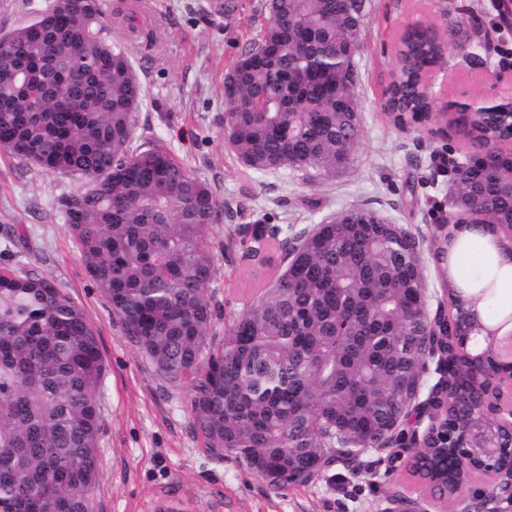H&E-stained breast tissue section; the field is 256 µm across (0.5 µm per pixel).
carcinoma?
I'll list each match as a JSON object with an SVG mask.
<instances>
[{"mask_svg": "<svg viewBox=\"0 0 512 512\" xmlns=\"http://www.w3.org/2000/svg\"><path fill=\"white\" fill-rule=\"evenodd\" d=\"M269 20L233 61L223 88L224 137L249 168L348 165L363 129L354 116L363 21L338 0H268ZM100 0H57L39 28L0 47V151L81 186L59 200L86 271L156 375L188 384L192 425L205 447L242 463L276 490L314 482L360 449L402 448L429 491L460 493L456 443L492 430L473 399L464 348L475 305L496 310L494 270L444 281L453 335L429 343L431 317L419 242L370 209L352 206L282 246L270 287L216 335L220 304L209 253L219 204L211 187L161 140L136 143L142 86L125 48L103 36ZM455 33L417 22L398 41L387 87L392 113L435 112L423 77ZM512 138L508 109L476 127L473 156L452 162L448 245L477 233L512 260L494 228L512 226V160L487 155ZM439 356L448 402L434 436L412 447L417 384ZM107 367L97 335L47 275L0 267V512H92Z\"/></svg>", "mask_w": 512, "mask_h": 512, "instance_id": "obj_1", "label": "carcinoma"}]
</instances>
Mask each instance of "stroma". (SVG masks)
<instances>
[{
  "label": "stroma",
  "instance_id": "35a3bbf8",
  "mask_svg": "<svg viewBox=\"0 0 512 512\" xmlns=\"http://www.w3.org/2000/svg\"><path fill=\"white\" fill-rule=\"evenodd\" d=\"M134 2L143 36L114 24L107 37L125 45L142 85L137 135H157L188 160L224 208L209 241L216 301L238 302L272 279L273 268L243 256L240 240L254 224L294 234L359 205L419 236L424 286L437 303L440 271L429 248L448 213V177L439 173L438 159L463 157L468 141L434 125H395L385 90L400 33L408 22L424 20L458 32V49L433 70L438 107L452 111L476 97L511 92V85L485 78L499 69L496 45L512 39V31L491 27L498 10L490 0H368L354 88L363 138L352 162L333 173L253 171L224 141V72L266 25L263 0H237L228 18L211 9V0ZM79 185L0 153V265H30L53 277L95 328L106 362L93 512H146L163 487L222 502V512H391L394 496L422 501L404 468L390 467L386 454L373 450L362 456L366 474L351 476L336 463L314 484L275 490L232 457L205 448L191 425L187 388L156 378L86 273L58 209L59 199Z\"/></svg>",
  "mask_w": 512,
  "mask_h": 512
}]
</instances>
